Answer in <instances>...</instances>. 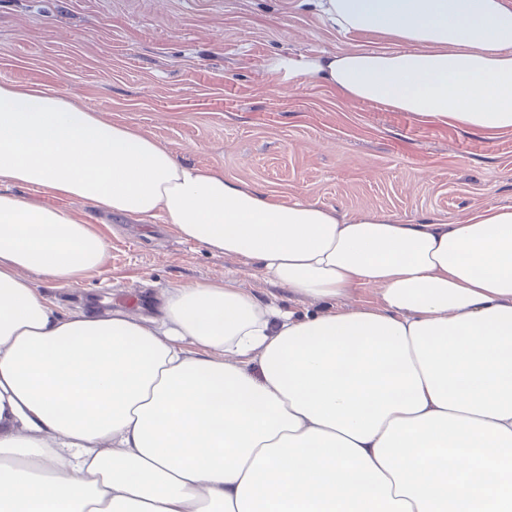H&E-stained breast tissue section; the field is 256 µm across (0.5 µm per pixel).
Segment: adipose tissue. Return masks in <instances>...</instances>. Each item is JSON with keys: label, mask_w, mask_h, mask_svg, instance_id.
I'll return each mask as SVG.
<instances>
[{"label": "adipose tissue", "mask_w": 512, "mask_h": 512, "mask_svg": "<svg viewBox=\"0 0 512 512\" xmlns=\"http://www.w3.org/2000/svg\"><path fill=\"white\" fill-rule=\"evenodd\" d=\"M348 50L278 67L423 121L512 130L506 0H316ZM0 512H512V206L456 223L285 204L65 91L0 82ZM163 219L334 309L235 280L155 315L60 312L103 266L65 208ZM354 288L379 303L347 307Z\"/></svg>", "instance_id": "1"}]
</instances>
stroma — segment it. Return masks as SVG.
Instances as JSON below:
<instances>
[{
    "instance_id": "1",
    "label": "stroma",
    "mask_w": 512,
    "mask_h": 512,
    "mask_svg": "<svg viewBox=\"0 0 512 512\" xmlns=\"http://www.w3.org/2000/svg\"><path fill=\"white\" fill-rule=\"evenodd\" d=\"M355 48L389 44L337 32L311 0H0V81L58 86L283 203L451 223L512 205V131L425 124L273 66ZM65 206L89 217L107 255L78 283L45 285L60 311L91 301L150 316L163 289L227 277L301 315L326 307L168 225L103 216L78 199Z\"/></svg>"
}]
</instances>
